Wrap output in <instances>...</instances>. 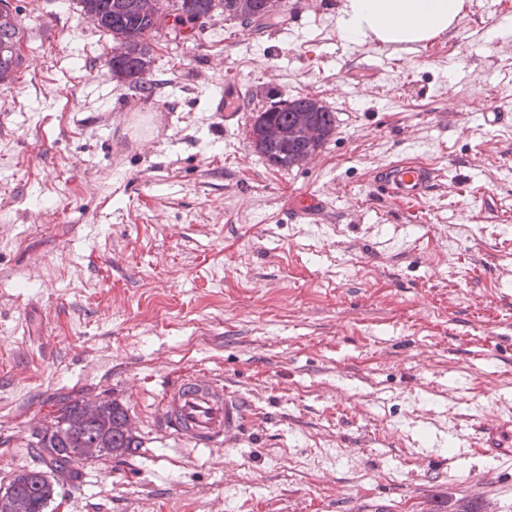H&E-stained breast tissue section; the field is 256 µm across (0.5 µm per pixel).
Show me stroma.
<instances>
[{
  "label": "stroma",
  "mask_w": 512,
  "mask_h": 512,
  "mask_svg": "<svg viewBox=\"0 0 512 512\" xmlns=\"http://www.w3.org/2000/svg\"><path fill=\"white\" fill-rule=\"evenodd\" d=\"M340 0L211 16L150 40L152 87L108 67L77 0H11L23 64L0 87V489L67 399L119 402L135 454L50 471L46 512H512V0L374 67ZM242 112L224 126L226 77ZM336 127L271 166L250 127L272 95ZM499 114L488 123V111ZM436 174L405 202L382 171ZM325 207L300 218V194ZM220 376L253 409L229 447L154 425L167 384ZM459 438L461 447L449 446ZM480 448L498 457H512V432L498 424L496 419H485Z\"/></svg>",
  "instance_id": "stroma-1"
}]
</instances>
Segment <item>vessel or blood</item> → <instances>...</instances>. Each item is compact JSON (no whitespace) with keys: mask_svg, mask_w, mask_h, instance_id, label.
Listing matches in <instances>:
<instances>
[{"mask_svg":"<svg viewBox=\"0 0 512 512\" xmlns=\"http://www.w3.org/2000/svg\"><path fill=\"white\" fill-rule=\"evenodd\" d=\"M433 179L431 169L404 163L387 169L382 186L401 198L416 199ZM248 416L247 402L225 388L223 379L194 372L165 386L155 426L197 446L228 447L239 436ZM480 445L489 453L511 458L512 432L497 420H486Z\"/></svg>","mask_w":512,"mask_h":512,"instance_id":"b4317fda","label":"vessel or blood"}]
</instances>
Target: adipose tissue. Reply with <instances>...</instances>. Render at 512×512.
<instances>
[{"instance_id": "1", "label": "adipose tissue", "mask_w": 512, "mask_h": 512, "mask_svg": "<svg viewBox=\"0 0 512 512\" xmlns=\"http://www.w3.org/2000/svg\"><path fill=\"white\" fill-rule=\"evenodd\" d=\"M464 8L465 0H342L338 26L350 42L409 53L454 28Z\"/></svg>"}]
</instances>
